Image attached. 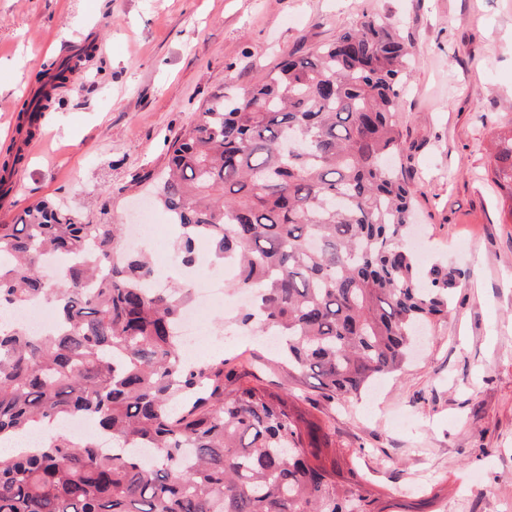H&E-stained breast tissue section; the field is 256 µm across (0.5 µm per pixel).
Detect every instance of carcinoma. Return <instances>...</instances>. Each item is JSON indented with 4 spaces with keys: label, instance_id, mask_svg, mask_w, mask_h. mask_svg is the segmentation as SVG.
<instances>
[{
    "label": "carcinoma",
    "instance_id": "cac0c4a2",
    "mask_svg": "<svg viewBox=\"0 0 512 512\" xmlns=\"http://www.w3.org/2000/svg\"><path fill=\"white\" fill-rule=\"evenodd\" d=\"M411 54L377 16L316 52L289 56L234 100L212 102L148 174L149 198L179 225L185 268L200 241L230 287L253 293L238 324L272 331L288 368L350 401L398 372L422 325L448 316L466 272L419 267L406 238L407 183L394 116ZM493 174L512 195V133ZM83 224L41 201L0 224V314L53 307L35 336L0 323V441L80 416L108 453L52 433L0 449V512H385L336 430L224 360H184L176 327L191 300L148 284L155 267L120 244L122 224ZM69 259L60 278L40 274Z\"/></svg>",
    "mask_w": 512,
    "mask_h": 512
}]
</instances>
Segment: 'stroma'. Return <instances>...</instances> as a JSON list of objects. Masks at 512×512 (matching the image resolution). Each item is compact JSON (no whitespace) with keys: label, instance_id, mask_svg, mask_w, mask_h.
I'll use <instances>...</instances> for the list:
<instances>
[{"label":"stroma","instance_id":"obj_1","mask_svg":"<svg viewBox=\"0 0 512 512\" xmlns=\"http://www.w3.org/2000/svg\"><path fill=\"white\" fill-rule=\"evenodd\" d=\"M392 22L415 65L397 123L424 266L467 272L422 353L352 402L321 398L313 379L277 362L262 339L231 335L233 311L207 309L226 359L270 390L315 403L341 447L395 512L434 498V512H512V197L494 180L491 141L512 131V0H0V224L42 200L86 224L99 204L142 218L138 180L215 96L243 93L288 53L306 54L368 16ZM96 51L69 85L48 58ZM52 95L29 129L22 106ZM35 150H28L31 140ZM151 258L173 281L221 280L174 262L176 228L153 208Z\"/></svg>","mask_w":512,"mask_h":512}]
</instances>
